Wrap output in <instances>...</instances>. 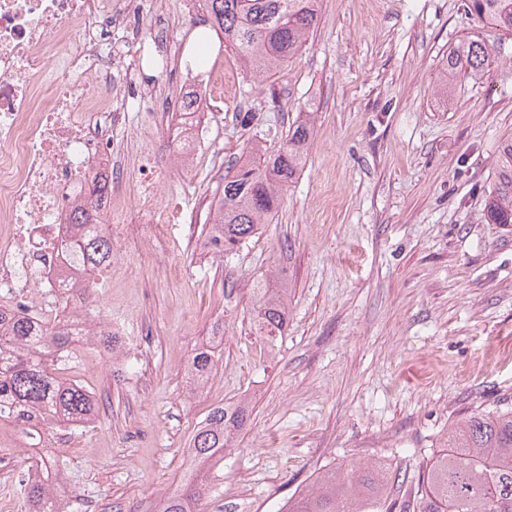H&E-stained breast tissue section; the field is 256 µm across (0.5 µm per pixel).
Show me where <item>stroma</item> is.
I'll use <instances>...</instances> for the list:
<instances>
[{
    "label": "stroma",
    "mask_w": 512,
    "mask_h": 512,
    "mask_svg": "<svg viewBox=\"0 0 512 512\" xmlns=\"http://www.w3.org/2000/svg\"><path fill=\"white\" fill-rule=\"evenodd\" d=\"M115 6L127 21L115 49L157 36L172 57L161 73L124 62L112 203L126 222L84 309L122 346L110 356L84 343L55 366L98 402L90 426L47 438L63 496L77 512H147L186 474L209 410L237 402L249 424L211 466L199 512H279L321 472L353 464L388 468L409 496L450 424L512 395V224L485 218L498 147L512 138V36L465 0H319L305 47L273 75L211 36L217 102L185 83L179 57L209 28L201 0ZM474 35L494 62L444 92L449 52ZM189 95L196 119L171 138ZM303 110L307 161L277 214L232 253L199 250L225 175L253 145L277 150ZM240 112L254 113L251 127ZM149 169L163 205L192 217L158 237L135 207ZM261 282L285 291L288 327L271 344L254 325ZM206 344L218 363L200 387L189 359ZM28 464L0 424V512H28Z\"/></svg>",
    "instance_id": "stroma-1"
}]
</instances>
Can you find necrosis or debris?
<instances>
[{"label": "necrosis or debris", "instance_id": "4bbe7bcc", "mask_svg": "<svg viewBox=\"0 0 512 512\" xmlns=\"http://www.w3.org/2000/svg\"><path fill=\"white\" fill-rule=\"evenodd\" d=\"M115 22L112 0H0V295L41 324L55 322L77 279L59 243L89 207L83 186L111 166L112 129L125 122L120 56L95 35ZM28 288L42 290L39 308Z\"/></svg>", "mask_w": 512, "mask_h": 512}]
</instances>
